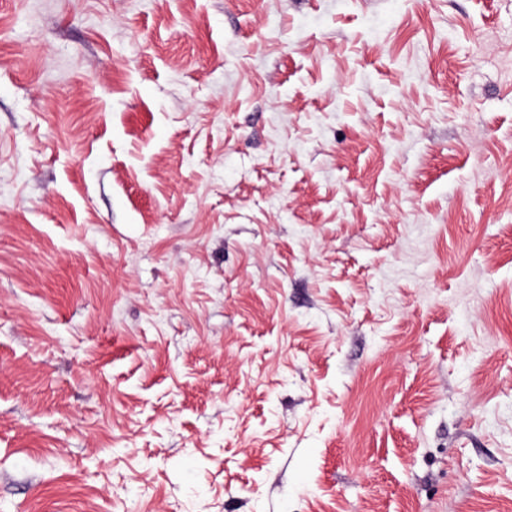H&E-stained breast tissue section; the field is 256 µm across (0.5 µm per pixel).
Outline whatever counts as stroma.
Listing matches in <instances>:
<instances>
[{
	"mask_svg": "<svg viewBox=\"0 0 512 512\" xmlns=\"http://www.w3.org/2000/svg\"><path fill=\"white\" fill-rule=\"evenodd\" d=\"M0 512H512V0H0Z\"/></svg>",
	"mask_w": 512,
	"mask_h": 512,
	"instance_id": "stroma-1",
	"label": "stroma"
}]
</instances>
